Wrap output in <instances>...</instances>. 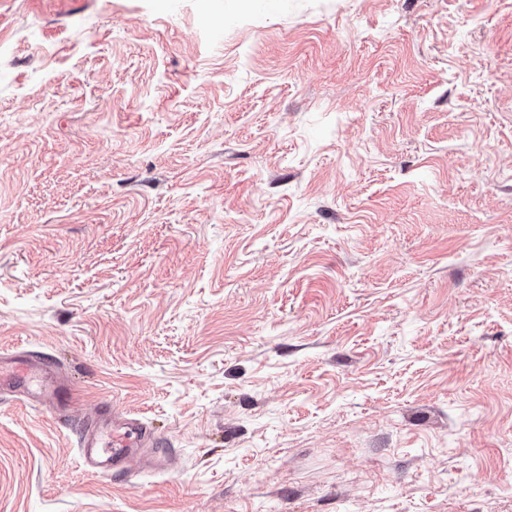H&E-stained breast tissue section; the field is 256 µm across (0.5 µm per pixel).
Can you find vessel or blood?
<instances>
[{
	"label": "vessel or blood",
	"mask_w": 512,
	"mask_h": 512,
	"mask_svg": "<svg viewBox=\"0 0 512 512\" xmlns=\"http://www.w3.org/2000/svg\"><path fill=\"white\" fill-rule=\"evenodd\" d=\"M49 370L43 364L31 365L18 362L15 368H5L0 363V391L24 386L38 398L67 406L71 391L60 384L48 381ZM152 440L147 424L135 418H102L89 423L79 434V451L86 465L99 473L108 474L117 468L132 450L144 448Z\"/></svg>",
	"instance_id": "1"
}]
</instances>
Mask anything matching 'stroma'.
Returning <instances> with one entry per match:
<instances>
[{
	"instance_id": "stroma-1",
	"label": "stroma",
	"mask_w": 512,
	"mask_h": 512,
	"mask_svg": "<svg viewBox=\"0 0 512 512\" xmlns=\"http://www.w3.org/2000/svg\"><path fill=\"white\" fill-rule=\"evenodd\" d=\"M1 354L0 512H512V0H0ZM49 370L44 364L30 365L24 361L18 362L14 369H6L0 361V391L23 385L27 391L33 392L38 398L55 403L60 407L69 405L72 399L71 391L61 385L48 381ZM48 391V392H47ZM152 441L147 424L136 418H101L89 423L79 434V451L86 465L110 474L133 449L145 448Z\"/></svg>"
}]
</instances>
